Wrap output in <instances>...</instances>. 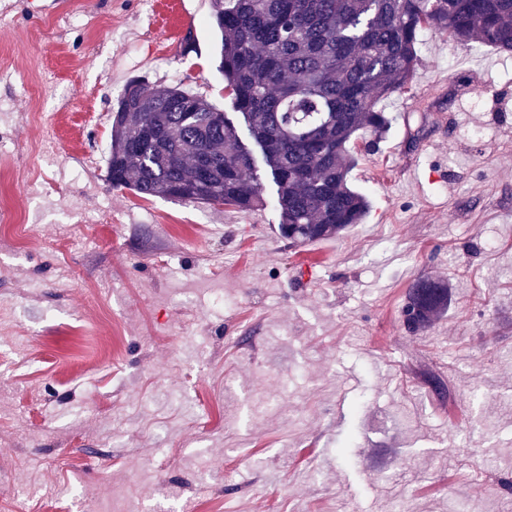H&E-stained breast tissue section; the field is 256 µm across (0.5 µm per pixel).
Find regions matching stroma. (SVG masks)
Wrapping results in <instances>:
<instances>
[{
	"instance_id": "obj_1",
	"label": "stroma",
	"mask_w": 512,
	"mask_h": 512,
	"mask_svg": "<svg viewBox=\"0 0 512 512\" xmlns=\"http://www.w3.org/2000/svg\"><path fill=\"white\" fill-rule=\"evenodd\" d=\"M219 55L210 0H0V512H512V52L423 32L365 221L305 245L263 161L250 211L108 179L131 79L234 115ZM448 306V286L431 279H418L410 286L405 305V317L411 308L416 310L413 329L424 328Z\"/></svg>"
}]
</instances>
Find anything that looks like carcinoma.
Here are the masks:
<instances>
[{
  "instance_id": "cac0c4a2",
  "label": "carcinoma",
  "mask_w": 512,
  "mask_h": 512,
  "mask_svg": "<svg viewBox=\"0 0 512 512\" xmlns=\"http://www.w3.org/2000/svg\"><path fill=\"white\" fill-rule=\"evenodd\" d=\"M213 17L226 88L278 187L279 233L293 244L362 223L370 200L349 184L352 145L389 130L381 104L412 79L424 31L512 52V0H216ZM215 111L179 86H127L112 118V186L241 211L261 205L252 154ZM447 306L446 284L418 279L405 310H416L420 329Z\"/></svg>"
}]
</instances>
